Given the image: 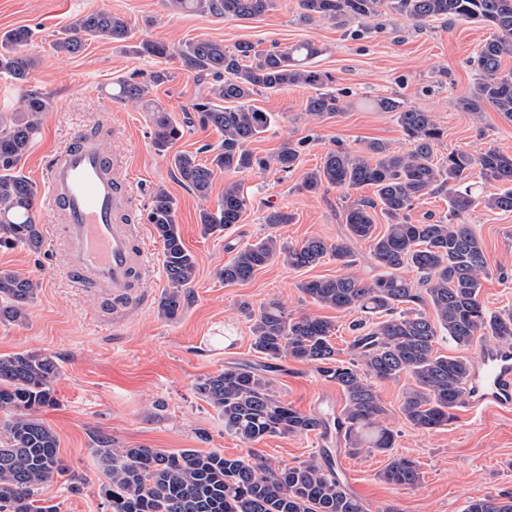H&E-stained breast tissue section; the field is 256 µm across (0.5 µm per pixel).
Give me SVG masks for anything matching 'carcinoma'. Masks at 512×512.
<instances>
[{
	"label": "carcinoma",
	"mask_w": 512,
	"mask_h": 512,
	"mask_svg": "<svg viewBox=\"0 0 512 512\" xmlns=\"http://www.w3.org/2000/svg\"><path fill=\"white\" fill-rule=\"evenodd\" d=\"M388 7L416 27L434 20H462L490 30L473 56L479 81L473 92L459 99L464 112L480 113L486 106L512 122V0H299L301 17L341 23L363 29L377 27L382 8ZM176 13L193 12L224 19L246 20L275 8V0H166ZM131 28L127 19L109 10L87 13L58 33L51 49L74 56L85 39L125 43ZM33 30L19 26L0 34V75L21 88L16 105L0 112V247L23 246L38 252L44 245L35 215L36 188L18 170L31 148L33 136L52 111V97L32 84L41 59L28 52ZM132 52L159 59H176L188 71L211 77L193 105L201 125L220 132L223 140L208 149L202 161L187 151L171 152L183 127L161 102L154 88L168 82L165 69L148 76L133 74L112 93L120 102H135L149 112L151 146L168 159L182 181L201 200L209 198L213 182L226 173L274 167L293 171L304 142L284 140L268 157L254 154L248 145L268 131L272 115L252 105L259 92L310 87L305 111L317 118L342 111L341 99L326 89L331 76L313 61L322 46L305 41L270 50L248 42L233 48L212 40H191L173 46L159 39H143ZM389 112L409 143L403 152L373 139L358 149L342 144L326 152L319 166L302 175L299 189L316 194L336 187L375 189V198L359 199L344 210L347 233L336 240L310 237L285 246L274 236L236 250L219 270L226 284L249 281L269 264L281 260L288 267H314L332 258L346 272L316 277L299 284L315 303L343 312H361L353 324V358H338L331 343L333 323L322 317L293 315L270 301L253 311L241 310L251 322V346L266 363L234 364L198 380V395L224 417V430L249 446L245 455L221 450L185 448L171 453L159 448L112 446L94 450L103 475L99 495L110 512H367L340 477L333 458L289 466L275 463L252 445L274 435L327 434L328 418L303 412L277 397L268 374L288 358L311 364L324 379L336 383L344 396L341 435L344 447L360 453H388L396 433L385 424L386 410L376 385L408 375L413 384L403 394L400 413L415 429L448 425L458 408L462 385L472 368L463 355H444L436 344L448 339L466 349L475 339L512 343V311L491 312L481 300L490 264L482 238L466 222L483 206L512 212V153L488 148L473 155L452 150L437 157L444 130L432 113L408 107L397 96L372 102ZM479 168L481 183L504 189L484 194L468 182ZM448 195V216L414 224L409 213L417 201L433 193ZM248 197L236 181L224 186L216 208H201L199 224L206 235L222 234L239 223ZM385 220L377 231L376 213ZM147 223L162 243V264L168 288L158 309L172 320L184 304V287L195 278L196 259L187 249L177 224V203L165 189L153 192ZM372 241V258L382 272L359 275L350 243ZM419 274L414 283L402 275ZM40 283L29 276L0 268V321L23 324ZM60 368L49 353L23 351L0 356V512H57L38 506L37 494L54 477L84 484L59 456L58 440L40 413L58 405L53 382ZM392 485L412 488L420 481L418 464L394 457L381 473ZM465 512H512V494L486 495L468 502Z\"/></svg>",
	"instance_id": "cac0c4a2"
}]
</instances>
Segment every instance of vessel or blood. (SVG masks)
<instances>
[{
  "mask_svg": "<svg viewBox=\"0 0 512 512\" xmlns=\"http://www.w3.org/2000/svg\"><path fill=\"white\" fill-rule=\"evenodd\" d=\"M132 180L88 133L51 153L45 165L44 199L56 223L66 279L97 292L104 310L129 303L144 273L147 255L134 244L128 211ZM479 364L462 397L469 409L512 408V344L482 345Z\"/></svg>",
  "mask_w": 512,
  "mask_h": 512,
  "instance_id": "obj_1",
  "label": "vessel or blood"
}]
</instances>
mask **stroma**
<instances>
[{"instance_id":"1","label":"stroma","mask_w":512,"mask_h":512,"mask_svg":"<svg viewBox=\"0 0 512 512\" xmlns=\"http://www.w3.org/2000/svg\"><path fill=\"white\" fill-rule=\"evenodd\" d=\"M101 8L123 15L136 42L148 38L176 45L189 39L215 40L228 47L248 42L268 49L314 41L324 47L315 67L329 73V88L339 95L343 109L331 118L312 117L305 110L312 93L308 87L255 96V106L273 113L275 122L251 143V150L267 156L284 140H304L298 167L290 173L271 169L240 174L248 206L239 224L225 234L203 235L199 209L204 204L216 206L224 193V179H216L208 202H200L169 161L153 152L148 113L132 103L114 102L111 91L114 83L132 73L167 69L172 79L155 94L176 119L189 121L175 150L196 153L222 140L220 133L193 118L192 105L206 79L183 69L177 60L139 56L96 40L86 41L75 56L53 54L49 44L56 33L77 17ZM300 14L299 0H276L273 10L244 21L173 14L163 9L161 0H0L1 32L23 25L33 29L28 50L41 59L33 83L54 100L52 112L20 163L23 174L39 182V164L50 151L68 146L76 132L96 131L104 150L121 159L134 178L129 213L137 244L152 266L137 300L108 314L94 292L73 287L64 278L60 245L47 208L37 210L45 238L41 253L0 248V267L36 277L42 284L29 307L27 324L0 322V356L29 350L57 356L61 372L53 387L58 405L45 410L42 418L57 436L60 457L85 478L78 492L64 478H53L39 491L42 505L56 506L57 512H106L98 495L100 473L93 456L103 440L170 452L195 448L244 453V444L225 432L223 417L195 390L200 377L225 365L259 363L241 304L256 310L274 300L288 313L327 318L335 326L334 347L341 355L349 354L353 314L320 306L298 288L304 280L341 274L335 261L327 259L303 269L275 262L236 285L224 284L218 272L237 249L269 234L287 245L309 237L330 240L345 234L346 206L359 198H372L373 188L350 192L331 188L311 195L299 191L298 184L302 173L319 165L324 153L339 143L355 149L364 141L380 139L394 150L407 149L391 115L369 108V101L396 95L432 112L446 131L439 154L457 149L475 155L493 145L512 152V122L490 107L475 115L456 105L478 82L470 59L488 37L486 28L440 20L418 28L387 8L378 28L359 33L351 24L306 21ZM160 186L177 200L181 235L197 261L183 308L172 320L158 311L167 280L161 244L145 221L150 196ZM272 206L292 214V222L264 223ZM468 222L483 238L493 268L481 299L489 311L512 310V213L480 206L469 214ZM272 383L280 399L304 412L332 416L345 403L335 383L322 379L312 365L292 359L282 361ZM411 383V378L403 376L378 386L386 422L396 434L390 454L351 455L342 442L318 433L271 436L258 443V451L288 465L318 461L324 451H331L343 481L368 512H464L468 501L491 493H512V412L461 411L447 426L417 430L404 423L399 411ZM393 455L418 463L421 478L416 487H397L381 479Z\"/></svg>"}]
</instances>
